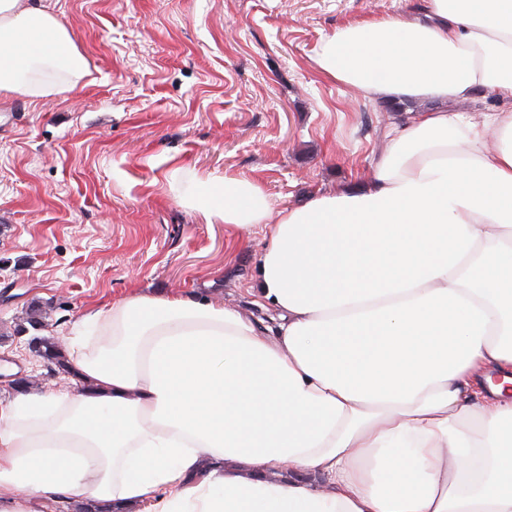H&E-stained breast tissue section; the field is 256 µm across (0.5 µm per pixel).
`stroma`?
I'll return each instance as SVG.
<instances>
[{
	"instance_id": "stroma-1",
	"label": "stroma",
	"mask_w": 512,
	"mask_h": 512,
	"mask_svg": "<svg viewBox=\"0 0 512 512\" xmlns=\"http://www.w3.org/2000/svg\"><path fill=\"white\" fill-rule=\"evenodd\" d=\"M88 58L93 83L0 98V364L30 391L68 388L34 356L91 309L139 290L206 291L264 318L249 294L266 243L172 193L232 174L274 209L370 175L393 114L313 69L337 27L420 0H38Z\"/></svg>"
}]
</instances>
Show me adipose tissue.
Returning <instances> with one entry per match:
<instances>
[{
  "label": "adipose tissue",
  "instance_id": "obj_1",
  "mask_svg": "<svg viewBox=\"0 0 512 512\" xmlns=\"http://www.w3.org/2000/svg\"><path fill=\"white\" fill-rule=\"evenodd\" d=\"M315 69L422 100L371 175L272 211L232 175L172 182L206 223L268 240L265 334L194 293L139 291L71 335L73 391L0 396V512H512V0H424L336 28ZM91 74L57 18L0 0V93ZM503 108L500 100L488 93L477 92L459 110L469 114L475 119H481L488 112H499Z\"/></svg>",
  "mask_w": 512,
  "mask_h": 512
}]
</instances>
